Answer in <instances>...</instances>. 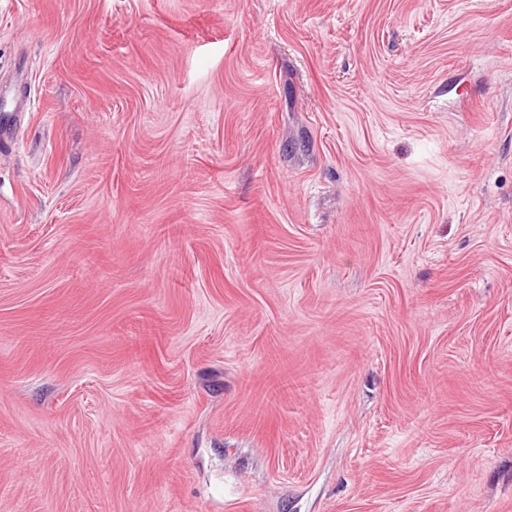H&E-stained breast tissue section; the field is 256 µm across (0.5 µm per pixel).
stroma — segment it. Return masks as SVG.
<instances>
[{
	"instance_id": "obj_1",
	"label": "stroma",
	"mask_w": 512,
	"mask_h": 512,
	"mask_svg": "<svg viewBox=\"0 0 512 512\" xmlns=\"http://www.w3.org/2000/svg\"><path fill=\"white\" fill-rule=\"evenodd\" d=\"M0 512H512V0H0Z\"/></svg>"
}]
</instances>
